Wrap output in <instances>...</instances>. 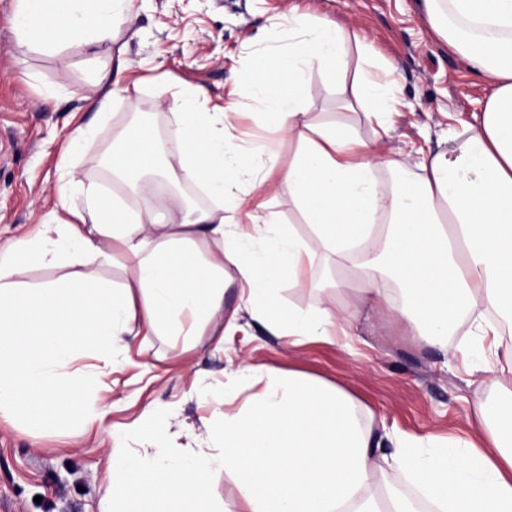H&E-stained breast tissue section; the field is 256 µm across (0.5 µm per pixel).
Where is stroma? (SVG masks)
Returning a JSON list of instances; mask_svg holds the SVG:
<instances>
[{
	"mask_svg": "<svg viewBox=\"0 0 512 512\" xmlns=\"http://www.w3.org/2000/svg\"><path fill=\"white\" fill-rule=\"evenodd\" d=\"M293 8L338 23L369 44L372 60L394 66L400 106L387 145L404 158L446 148L452 115L480 111L489 96L433 32L424 0H130L131 22L120 24L92 56L79 41L18 48L19 0H0V243L35 225L68 220L66 211L55 208V190L70 169L131 210L141 209L142 197L100 168L99 150L113 130L137 112L148 116L157 136L173 139V99L188 91L201 92L203 111H221L230 92L243 88L250 57L272 56L287 45L292 33L283 16ZM348 52L347 71L308 70L303 109L312 123L350 125L370 141L376 125L351 105L354 79L370 60L359 59L356 47ZM121 60V81L134 93L114 102L108 121L96 123L95 72ZM162 83L168 87L163 96ZM91 123L95 138L71 148L77 128ZM233 125L247 142L262 146L255 165L273 158L287 163L296 149L265 130L253 102L241 107ZM224 275V310L238 312L243 332L219 338L206 325L184 345L155 334L128 338L127 350L112 357L111 373L87 384L89 408L112 403L102 426L37 438L0 417V512H100L108 450L137 445L135 436L116 440L109 430L139 419L151 404L162 434H177L182 454L215 447L211 393L237 389L225 410L240 409L252 392L237 372L245 358L274 374L293 369L340 385L388 431L417 438L433 433L468 439L474 403H491L501 394L489 375L470 372L469 363L483 356L465 330L450 334L443 350L413 343L398 324L361 317L350 344L312 341L292 348L241 310L232 266ZM341 276L354 273L317 255L308 281L284 284L281 302L323 307L325 285Z\"/></svg>",
	"mask_w": 512,
	"mask_h": 512,
	"instance_id": "obj_1",
	"label": "stroma"
}]
</instances>
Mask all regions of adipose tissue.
<instances>
[{
    "label": "adipose tissue",
    "instance_id": "ef3b65f1",
    "mask_svg": "<svg viewBox=\"0 0 512 512\" xmlns=\"http://www.w3.org/2000/svg\"><path fill=\"white\" fill-rule=\"evenodd\" d=\"M126 0H20L19 46L86 45L110 40ZM434 32L491 93L482 111L463 121L452 149L414 162L393 157L381 141H364L348 125L315 126L301 107L314 65L346 69L342 28L291 11L294 36L275 59L252 56L246 93L264 108L267 127L299 143L281 167L257 168L228 137L237 102L201 112L197 99H178L182 144L171 183L190 182L228 196L227 209H186L169 197V223L152 210L133 212L95 185L70 175L83 190L86 219L41 224L0 245V413L49 434L102 425L105 410L85 402L89 380L104 375L123 337L171 331L183 316L211 322L219 335L238 328L224 317V267L232 265L241 300L253 320L297 347L351 337L356 310L283 308L284 280L305 279L316 250L353 269L357 299L391 318L422 344L444 348L448 334L468 326L493 359L484 373L512 369V0H424ZM380 74L362 73L355 98L380 132L399 101ZM150 124H130L113 137V174L140 175L155 161ZM419 171L410 178L408 167ZM395 173L384 193L374 173ZM311 239L285 228L277 212L255 207L273 177ZM243 184L246 195H228ZM211 244L202 254L198 242ZM127 277L112 287L100 271L115 255ZM35 262L75 266V275L27 287L19 270ZM98 362L72 370L85 353ZM464 451L446 439H411L375 428L373 413L347 390L292 371L270 378L235 414L218 416L220 444L189 459L156 445V424L133 427L141 444L110 451L103 512H217L215 474L240 493L243 512H403L397 495L377 503L388 471L406 475L435 512H512V389L492 404H476Z\"/></svg>",
    "mask_w": 512,
    "mask_h": 512
}]
</instances>
